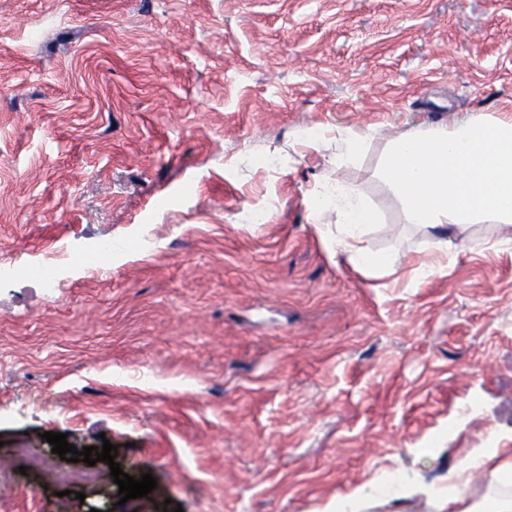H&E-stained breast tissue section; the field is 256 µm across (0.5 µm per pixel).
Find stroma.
I'll return each mask as SVG.
<instances>
[{
	"instance_id": "obj_1",
	"label": "stroma",
	"mask_w": 512,
	"mask_h": 512,
	"mask_svg": "<svg viewBox=\"0 0 512 512\" xmlns=\"http://www.w3.org/2000/svg\"><path fill=\"white\" fill-rule=\"evenodd\" d=\"M475 116L512 117V0H0V265L57 270L0 287V465L52 431L152 474L146 512H342L396 476L365 512H434L512 448V247L474 224L428 280L367 277L308 200L339 176L373 251L426 259L385 144ZM344 129L376 135L335 169ZM110 491L16 471L0 512H130ZM88 252L93 254L76 255L73 261L85 264L92 269H100L103 266L104 259L108 258L109 254L112 253V240L100 239Z\"/></svg>"
}]
</instances>
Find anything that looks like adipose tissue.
I'll return each mask as SVG.
<instances>
[{
	"label": "adipose tissue",
	"mask_w": 512,
	"mask_h": 512,
	"mask_svg": "<svg viewBox=\"0 0 512 512\" xmlns=\"http://www.w3.org/2000/svg\"><path fill=\"white\" fill-rule=\"evenodd\" d=\"M382 180L403 205L410 223L432 230L430 261L413 268L423 280L444 267L447 228L466 229L483 221L496 224L498 242L512 245V120L478 118L452 127L398 133L387 143ZM309 210L326 225L330 249L355 271L384 277L396 273L393 259L371 252L366 239L378 217L360 190L328 178L314 190ZM489 472L491 481L478 500L465 488L472 471ZM437 512H512V461L496 448L475 449L467 463L448 476V490L436 499Z\"/></svg>",
	"instance_id": "ef3b65f1"
}]
</instances>
